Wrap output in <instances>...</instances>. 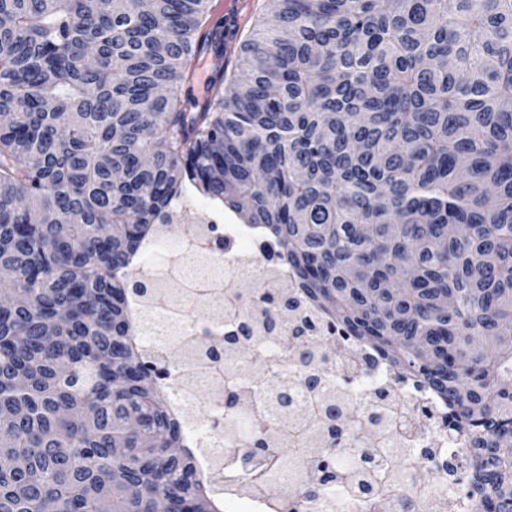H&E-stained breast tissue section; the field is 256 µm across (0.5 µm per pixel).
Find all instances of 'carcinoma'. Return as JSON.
I'll return each instance as SVG.
<instances>
[{"mask_svg":"<svg viewBox=\"0 0 512 512\" xmlns=\"http://www.w3.org/2000/svg\"><path fill=\"white\" fill-rule=\"evenodd\" d=\"M208 3L0 0V295L26 296L0 305V512H152L157 492L218 512L160 376L224 364L242 328L308 347L322 448L300 507L347 450L371 502L392 463L326 421L348 406L309 309L445 400L485 512H512V0H274L242 41ZM185 196L273 235L298 291L258 289L194 328L195 359L158 360L134 301L159 284L135 258ZM221 395L209 429L235 427L230 462L275 482L262 423ZM387 401L362 416L386 425Z\"/></svg>","mask_w":512,"mask_h":512,"instance_id":"obj_1","label":"carcinoma"}]
</instances>
